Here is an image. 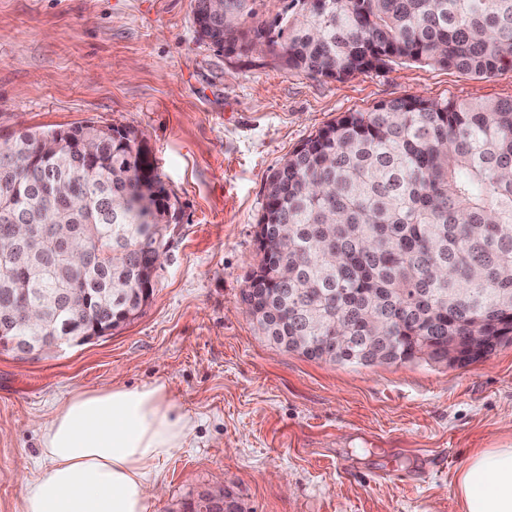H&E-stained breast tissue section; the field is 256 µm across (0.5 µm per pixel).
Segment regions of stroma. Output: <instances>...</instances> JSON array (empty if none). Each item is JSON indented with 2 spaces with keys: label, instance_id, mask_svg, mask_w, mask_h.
<instances>
[{
  "label": "stroma",
  "instance_id": "stroma-1",
  "mask_svg": "<svg viewBox=\"0 0 512 512\" xmlns=\"http://www.w3.org/2000/svg\"><path fill=\"white\" fill-rule=\"evenodd\" d=\"M195 0H0V138L92 121L138 130L182 210L143 313L112 335L21 357L0 349V512H19L39 421L78 388L159 381L197 415L149 512L216 478L239 512H462L456 478L512 448V344L465 367L311 360L260 336L242 292L271 170L347 112L409 95L512 99L490 77L394 64L344 80L228 55Z\"/></svg>",
  "mask_w": 512,
  "mask_h": 512
}]
</instances>
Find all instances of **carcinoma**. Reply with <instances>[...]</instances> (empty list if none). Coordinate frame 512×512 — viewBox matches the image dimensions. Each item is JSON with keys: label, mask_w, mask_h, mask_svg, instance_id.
I'll use <instances>...</instances> for the list:
<instances>
[{"label": "carcinoma", "mask_w": 512, "mask_h": 512, "mask_svg": "<svg viewBox=\"0 0 512 512\" xmlns=\"http://www.w3.org/2000/svg\"><path fill=\"white\" fill-rule=\"evenodd\" d=\"M255 0H224L203 31L224 53L264 45L288 70L341 81L419 63L489 76L512 66V0H290L266 24ZM118 136H112V133ZM104 165L84 169L69 144L45 157L47 131L0 149V320L28 336L23 306L70 288L103 295L86 310L50 308L47 327L86 329L137 318L180 221L137 130L80 124ZM152 181L146 200L141 183ZM256 224L259 262L243 301L261 335L287 352L372 366L448 359V338L484 336L478 359L512 342V99L406 96L347 112L320 128L267 179ZM66 224L78 243L121 249L80 270L54 246Z\"/></svg>", "instance_id": "obj_1"}]
</instances>
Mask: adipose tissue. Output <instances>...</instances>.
Returning <instances> with one entry per match:
<instances>
[{
    "mask_svg": "<svg viewBox=\"0 0 512 512\" xmlns=\"http://www.w3.org/2000/svg\"><path fill=\"white\" fill-rule=\"evenodd\" d=\"M194 425L162 382L74 390L39 427L21 512H149L162 463L186 448ZM456 493L463 512H512V448L473 453Z\"/></svg>",
    "mask_w": 512,
    "mask_h": 512,
    "instance_id": "adipose-tissue-1",
    "label": "adipose tissue"
}]
</instances>
